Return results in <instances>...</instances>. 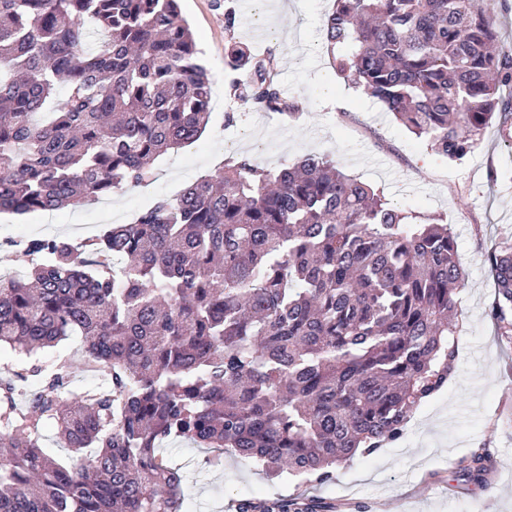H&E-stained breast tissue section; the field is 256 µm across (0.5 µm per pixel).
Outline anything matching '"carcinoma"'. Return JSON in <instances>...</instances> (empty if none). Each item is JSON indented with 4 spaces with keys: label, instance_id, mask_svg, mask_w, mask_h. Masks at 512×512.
I'll list each match as a JSON object with an SVG mask.
<instances>
[{
    "label": "carcinoma",
    "instance_id": "obj_1",
    "mask_svg": "<svg viewBox=\"0 0 512 512\" xmlns=\"http://www.w3.org/2000/svg\"><path fill=\"white\" fill-rule=\"evenodd\" d=\"M324 43L363 88L450 160L512 122V50L480 0H335ZM245 104L300 114L270 50L229 49ZM64 96H57L60 85ZM212 88L178 0H0V213L81 206L151 180L197 141ZM0 280V512H182L181 439L268 474L335 479L400 440L455 369L465 276L448 225L305 155L276 170L229 159L82 247L28 240ZM488 316L512 341V239L488 255ZM79 337L75 362L43 353ZM102 377L71 389L74 370ZM52 427L65 465L41 447ZM480 448L459 480L481 485ZM264 512H328L298 493Z\"/></svg>",
    "mask_w": 512,
    "mask_h": 512
}]
</instances>
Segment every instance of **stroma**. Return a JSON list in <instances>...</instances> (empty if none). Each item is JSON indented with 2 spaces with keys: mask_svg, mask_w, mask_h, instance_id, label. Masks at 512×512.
Wrapping results in <instances>:
<instances>
[{
  "mask_svg": "<svg viewBox=\"0 0 512 512\" xmlns=\"http://www.w3.org/2000/svg\"><path fill=\"white\" fill-rule=\"evenodd\" d=\"M232 2L237 24L228 33L215 0H179L212 81V120L201 138L156 160L155 180L114 196L110 210L98 202L57 210L48 226L40 213L17 215L0 223V241L47 233L72 237L81 229L95 235L105 226L131 223L157 197H177L230 157L246 155L276 169L306 154L330 156L399 208L449 224L466 273L457 304L455 374L414 411L399 442L340 468L329 484H301L288 475L271 479L230 455L213 468V450L166 442L163 454L192 487L183 512H226L233 499L273 500L301 490L332 504L374 502L386 512H512V343L501 340L487 316L495 286L486 259L512 233V135L491 122L468 157L448 160L379 102L337 79L323 45V21L334 0ZM234 43L254 55L275 48V79L302 102L299 118L258 112L230 96L234 75L226 56ZM228 112L235 116L230 130L224 125ZM479 445L493 455V478L510 487L493 501L482 487L454 478V460Z\"/></svg>",
  "mask_w": 512,
  "mask_h": 512,
  "instance_id": "35a3bbf8",
  "label": "stroma"
}]
</instances>
